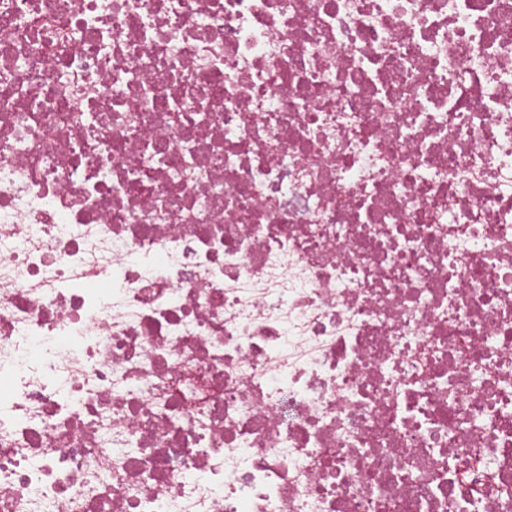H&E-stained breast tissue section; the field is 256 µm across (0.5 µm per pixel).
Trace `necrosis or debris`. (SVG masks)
Wrapping results in <instances>:
<instances>
[{
	"instance_id": "obj_1",
	"label": "necrosis or debris",
	"mask_w": 512,
	"mask_h": 512,
	"mask_svg": "<svg viewBox=\"0 0 512 512\" xmlns=\"http://www.w3.org/2000/svg\"><path fill=\"white\" fill-rule=\"evenodd\" d=\"M0 512H512V0H0Z\"/></svg>"
}]
</instances>
